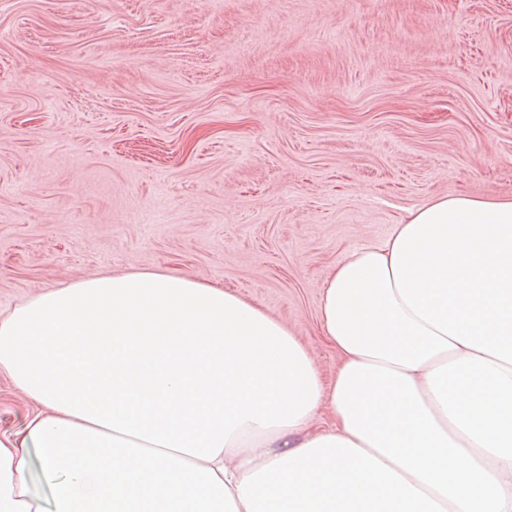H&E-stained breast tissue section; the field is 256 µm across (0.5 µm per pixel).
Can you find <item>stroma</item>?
Segmentation results:
<instances>
[{
    "instance_id": "obj_1",
    "label": "stroma",
    "mask_w": 512,
    "mask_h": 512,
    "mask_svg": "<svg viewBox=\"0 0 512 512\" xmlns=\"http://www.w3.org/2000/svg\"><path fill=\"white\" fill-rule=\"evenodd\" d=\"M512 198V0H0V313L159 269L290 324L436 197ZM33 405L0 373V433Z\"/></svg>"
}]
</instances>
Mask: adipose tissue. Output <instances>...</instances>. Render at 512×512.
<instances>
[{"mask_svg": "<svg viewBox=\"0 0 512 512\" xmlns=\"http://www.w3.org/2000/svg\"><path fill=\"white\" fill-rule=\"evenodd\" d=\"M338 357L410 376L512 506V198L409 211L325 280ZM0 372L37 404L0 434V512H460L348 432L300 336L205 280L155 269L39 292L0 317ZM27 477L32 490L43 498L46 510L48 512H53L54 502L51 488L42 477L39 461L33 453L28 459Z\"/></svg>", "mask_w": 512, "mask_h": 512, "instance_id": "1", "label": "adipose tissue"}]
</instances>
